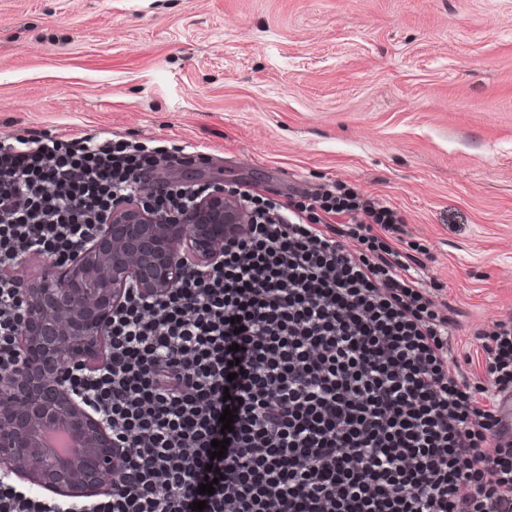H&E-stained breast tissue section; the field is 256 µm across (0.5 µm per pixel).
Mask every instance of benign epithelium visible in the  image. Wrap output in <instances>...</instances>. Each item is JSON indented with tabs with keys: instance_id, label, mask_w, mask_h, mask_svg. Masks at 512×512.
Wrapping results in <instances>:
<instances>
[{
	"instance_id": "1",
	"label": "benign epithelium",
	"mask_w": 512,
	"mask_h": 512,
	"mask_svg": "<svg viewBox=\"0 0 512 512\" xmlns=\"http://www.w3.org/2000/svg\"><path fill=\"white\" fill-rule=\"evenodd\" d=\"M182 215L123 203L100 233L65 265H48L25 288L19 364L0 372V470L67 499L112 492V425L79 401L65 371L91 373L109 345L112 310L135 286L170 292L180 268L221 261L224 241L240 236L247 211L224 182Z\"/></svg>"
}]
</instances>
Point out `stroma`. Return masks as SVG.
<instances>
[{"instance_id": "35a3bbf8", "label": "stroma", "mask_w": 512, "mask_h": 512, "mask_svg": "<svg viewBox=\"0 0 512 512\" xmlns=\"http://www.w3.org/2000/svg\"><path fill=\"white\" fill-rule=\"evenodd\" d=\"M102 132L390 207L459 351L512 312V0H0V138Z\"/></svg>"}]
</instances>
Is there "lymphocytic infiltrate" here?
I'll return each instance as SVG.
<instances>
[{
	"instance_id": "1",
	"label": "lymphocytic infiltrate",
	"mask_w": 512,
	"mask_h": 512,
	"mask_svg": "<svg viewBox=\"0 0 512 512\" xmlns=\"http://www.w3.org/2000/svg\"><path fill=\"white\" fill-rule=\"evenodd\" d=\"M155 165L121 138L0 142V372L19 362L13 268L64 265L133 197L174 214L204 194L146 191ZM240 197L252 222L222 263L186 265L162 297L128 289L102 366L70 371L112 424L111 493L61 499L0 472V512H512V439L498 431L512 314L475 333L478 367L465 369L443 288L421 277L427 251L392 209L350 190Z\"/></svg>"
}]
</instances>
